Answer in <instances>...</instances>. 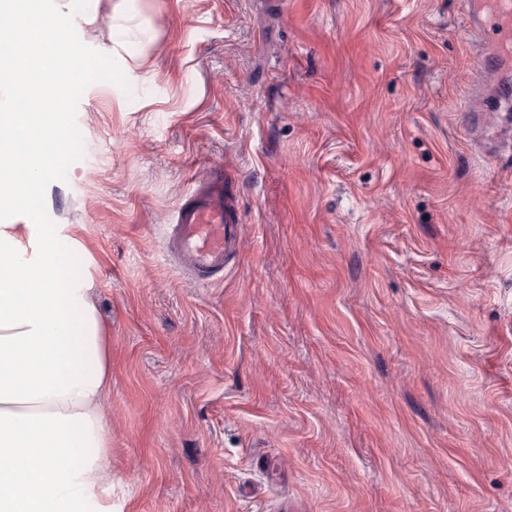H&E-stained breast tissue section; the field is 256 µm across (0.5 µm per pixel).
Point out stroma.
Segmentation results:
<instances>
[{
    "mask_svg": "<svg viewBox=\"0 0 512 512\" xmlns=\"http://www.w3.org/2000/svg\"><path fill=\"white\" fill-rule=\"evenodd\" d=\"M126 2L145 66L112 69ZM473 0H100L49 224L110 329L119 512H512V126ZM222 283L166 258L214 166Z\"/></svg>",
    "mask_w": 512,
    "mask_h": 512,
    "instance_id": "1",
    "label": "stroma"
}]
</instances>
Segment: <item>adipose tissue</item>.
<instances>
[{
    "instance_id": "adipose-tissue-1",
    "label": "adipose tissue",
    "mask_w": 512,
    "mask_h": 512,
    "mask_svg": "<svg viewBox=\"0 0 512 512\" xmlns=\"http://www.w3.org/2000/svg\"><path fill=\"white\" fill-rule=\"evenodd\" d=\"M71 8L47 9L45 0H0V86L23 85L31 108L13 111L0 98V512H113L106 496L112 474V423L102 409L111 379L109 330L93 300L91 277L74 278L61 264L60 241L80 246L75 224H47L38 208L20 207L28 185L62 179L61 157L70 141L63 119L44 124L70 88L57 72L88 70L71 35ZM43 40L61 53L54 67L31 73L26 58L4 52L14 38ZM28 135V155L16 149ZM28 166V184L15 170Z\"/></svg>"
}]
</instances>
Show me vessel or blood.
<instances>
[{
  "mask_svg": "<svg viewBox=\"0 0 512 512\" xmlns=\"http://www.w3.org/2000/svg\"><path fill=\"white\" fill-rule=\"evenodd\" d=\"M471 33L480 47L473 67L483 80L497 82L494 53L512 51V0H497L493 14L471 11ZM223 169L208 173L175 212L168 250L180 274L208 285L224 273L229 253L240 241L239 216L227 196Z\"/></svg>",
  "mask_w": 512,
  "mask_h": 512,
  "instance_id": "b4317fda",
  "label": "vessel or blood"
}]
</instances>
